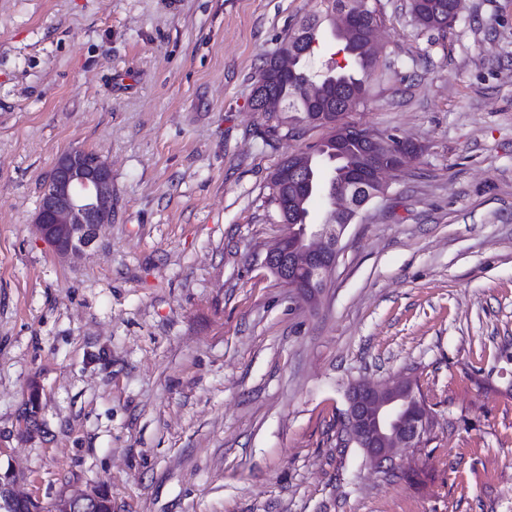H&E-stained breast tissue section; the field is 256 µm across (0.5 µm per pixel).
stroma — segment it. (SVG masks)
Instances as JSON below:
<instances>
[{
    "instance_id": "obj_1",
    "label": "stroma",
    "mask_w": 512,
    "mask_h": 512,
    "mask_svg": "<svg viewBox=\"0 0 512 512\" xmlns=\"http://www.w3.org/2000/svg\"><path fill=\"white\" fill-rule=\"evenodd\" d=\"M378 0L390 85L344 123L419 143L350 224L318 306L262 265L279 163L327 131L252 107L316 0H0V471L51 512H512V0L427 31ZM112 167L65 259L57 158ZM415 374L434 426L372 468L351 382ZM112 222V167L95 153L72 149L59 156L34 219L37 232L59 255H83ZM99 495L95 490L82 491L61 499L53 508L54 512H95Z\"/></svg>"
}]
</instances>
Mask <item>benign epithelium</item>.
Instances as JSON below:
<instances>
[{
	"label": "benign epithelium",
	"instance_id": "7a95c632",
	"mask_svg": "<svg viewBox=\"0 0 512 512\" xmlns=\"http://www.w3.org/2000/svg\"><path fill=\"white\" fill-rule=\"evenodd\" d=\"M362 10L350 13L351 27L366 34L364 50L373 59H381L375 43L378 20H361ZM292 70L288 55L278 53L255 84L253 106L260 112L279 108L269 85L288 77ZM367 147L361 177H373L372 195L384 196L382 176L404 168L419 153L418 145L404 140L399 151L382 152L383 142L374 132L363 133ZM276 189H288L293 205L306 187L305 170L296 156H290L276 169ZM336 223L288 225V232L270 246L264 266L291 289L294 297L307 305L319 302L342 253L341 239L362 205L353 185L336 191ZM112 223V167L95 153L72 149L59 156L43 189L34 219L37 232L56 253L66 257L83 255L97 239L99 229ZM344 431L346 440L360 448L375 469L395 463L401 448H414L430 434L433 415L428 401L419 392V382L411 374L400 373L380 382L354 381L346 393ZM12 476L0 474V507L16 509L29 503L12 488ZM99 495L82 491L61 499L53 512H93Z\"/></svg>",
	"mask_w": 512,
	"mask_h": 512
}]
</instances>
